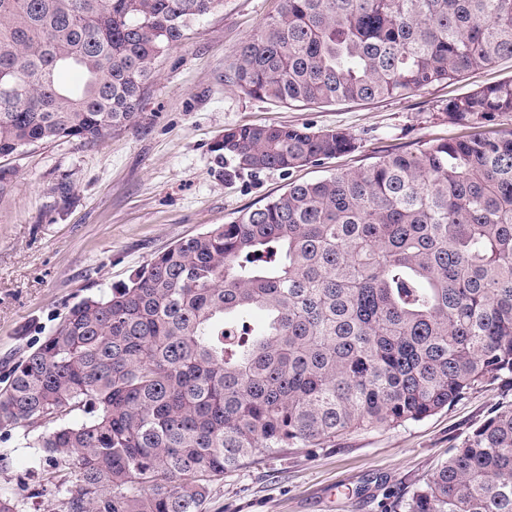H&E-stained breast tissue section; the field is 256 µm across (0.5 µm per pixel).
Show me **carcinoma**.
I'll use <instances>...</instances> for the list:
<instances>
[{
	"instance_id": "1",
	"label": "carcinoma",
	"mask_w": 512,
	"mask_h": 512,
	"mask_svg": "<svg viewBox=\"0 0 512 512\" xmlns=\"http://www.w3.org/2000/svg\"><path fill=\"white\" fill-rule=\"evenodd\" d=\"M223 0H0V157L129 125L156 60ZM512 57V0H282L229 81L258 100L405 96ZM74 68L81 85L59 83ZM476 128L512 81L448 102ZM343 129L243 124L236 171L351 153ZM264 315L246 326L250 314ZM512 382V135L480 131L290 183L75 302L0 391L52 512H202L257 453L391 428ZM396 512H512V404Z\"/></svg>"
}]
</instances>
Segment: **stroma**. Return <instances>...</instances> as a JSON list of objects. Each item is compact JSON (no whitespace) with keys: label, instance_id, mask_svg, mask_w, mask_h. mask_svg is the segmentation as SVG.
Here are the masks:
<instances>
[{"label":"stroma","instance_id":"35a3bbf8","mask_svg":"<svg viewBox=\"0 0 512 512\" xmlns=\"http://www.w3.org/2000/svg\"><path fill=\"white\" fill-rule=\"evenodd\" d=\"M280 0H224L158 61L131 126L88 142L31 146L0 158V389L10 370L82 297L109 292L177 241L225 224L283 192L384 151L415 150L471 134L449 100L512 80V58L400 98L283 106L227 82L241 44L276 15ZM279 123L343 129L357 150L300 170L241 172L219 160L225 128ZM512 386L494 382L455 406L391 429L340 435L320 448L261 454L212 483L203 512H388L447 460ZM26 424L0 429V491L22 512H49L52 490L29 469Z\"/></svg>","mask_w":512,"mask_h":512}]
</instances>
